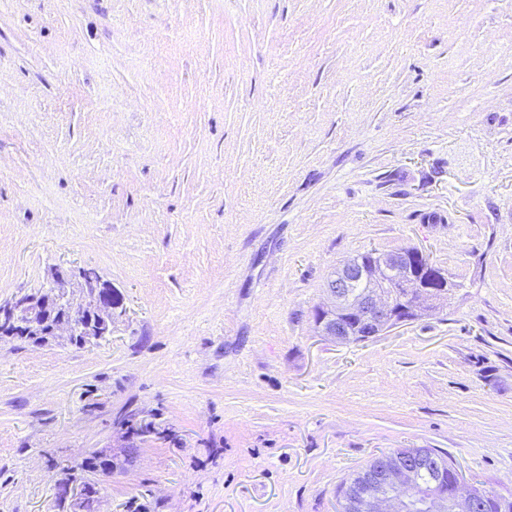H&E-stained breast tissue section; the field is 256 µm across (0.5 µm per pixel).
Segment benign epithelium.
<instances>
[{"label":"benign epithelium","instance_id":"benign-epithelium-1","mask_svg":"<svg viewBox=\"0 0 512 512\" xmlns=\"http://www.w3.org/2000/svg\"><path fill=\"white\" fill-rule=\"evenodd\" d=\"M79 288L85 295L77 303L66 289L67 275L57 271L52 281L37 295L17 298L7 305V314L0 318L11 336H33L39 326L38 312L47 307L59 309L63 316L53 327V336L69 340L89 336L98 341L112 335L116 309L121 305L117 292H106L91 269L80 270ZM411 289L413 302L398 303L392 289ZM329 304L315 313V324L323 336L341 344L351 340L348 322L356 320L377 337L390 329L419 319L424 314L448 304L451 281L437 270L421 252L400 251L377 255L368 265L345 261L326 281ZM438 464L431 455L413 448L406 449L385 461L364 476L363 508L368 512H409L413 477ZM480 492L454 483L456 512H474Z\"/></svg>","mask_w":512,"mask_h":512}]
</instances>
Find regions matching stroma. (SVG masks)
I'll use <instances>...</instances> for the list:
<instances>
[{"instance_id": "1", "label": "stroma", "mask_w": 512, "mask_h": 512, "mask_svg": "<svg viewBox=\"0 0 512 512\" xmlns=\"http://www.w3.org/2000/svg\"><path fill=\"white\" fill-rule=\"evenodd\" d=\"M410 248L446 309L317 334ZM84 268L108 339H0V512H342L392 448L512 498V0H0V305Z\"/></svg>"}]
</instances>
